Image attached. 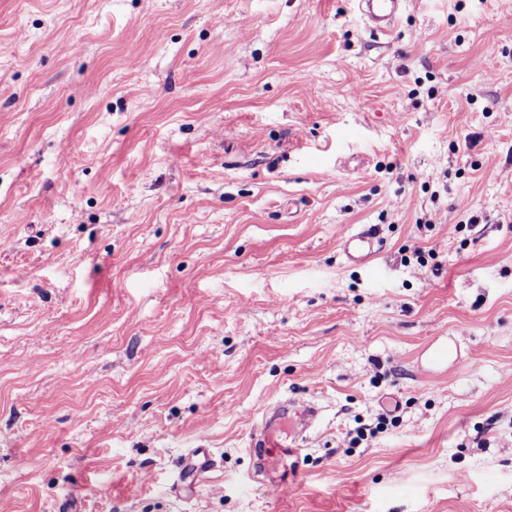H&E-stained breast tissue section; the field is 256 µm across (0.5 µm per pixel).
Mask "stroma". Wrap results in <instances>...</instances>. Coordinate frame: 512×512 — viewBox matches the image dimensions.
<instances>
[{"mask_svg": "<svg viewBox=\"0 0 512 512\" xmlns=\"http://www.w3.org/2000/svg\"><path fill=\"white\" fill-rule=\"evenodd\" d=\"M0 512H512V0H0ZM405 0H357V7L369 29L388 34L403 10ZM375 237L372 229L349 235L342 241L343 253L349 261L366 265L374 256ZM257 411L261 414V424L253 428L250 447L259 457L258 471L261 468H269L270 459L278 453L290 456L299 449L296 448L299 446L296 441L285 447L275 439V433L281 428L271 422L273 417L282 416L286 419L289 438H302L318 416V409L313 404L296 402L288 398L274 403L263 401L258 405Z\"/></svg>", "mask_w": 512, "mask_h": 512, "instance_id": "1", "label": "stroma"}]
</instances>
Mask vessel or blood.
Listing matches in <instances>:
<instances>
[{
	"instance_id": "obj_1",
	"label": "vessel or blood",
	"mask_w": 512,
	"mask_h": 512,
	"mask_svg": "<svg viewBox=\"0 0 512 512\" xmlns=\"http://www.w3.org/2000/svg\"><path fill=\"white\" fill-rule=\"evenodd\" d=\"M405 0H357V7L369 29L375 33L391 32L403 7ZM375 233L367 229L349 235L342 241V250L347 259L359 265L368 264L374 256ZM261 422L251 434V446L259 458L260 468H267L271 458L277 454H292L294 444H278L275 434L277 425L273 417L285 418L288 422V434L294 439L302 437L318 416L317 408L310 403L283 399L273 403L261 402L257 408Z\"/></svg>"
}]
</instances>
